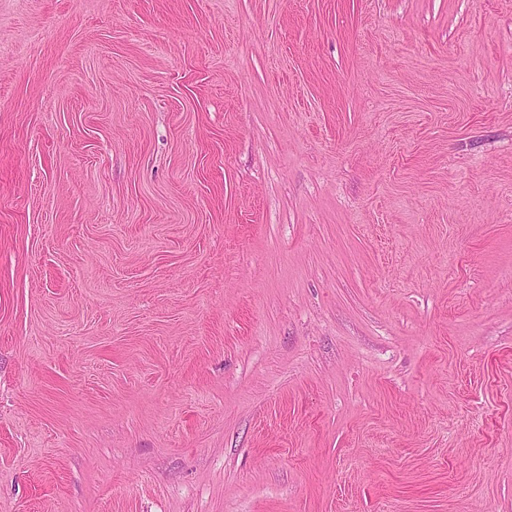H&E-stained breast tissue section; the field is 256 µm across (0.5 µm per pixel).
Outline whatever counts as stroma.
I'll return each mask as SVG.
<instances>
[{
  "label": "stroma",
  "instance_id": "obj_1",
  "mask_svg": "<svg viewBox=\"0 0 512 512\" xmlns=\"http://www.w3.org/2000/svg\"><path fill=\"white\" fill-rule=\"evenodd\" d=\"M0 512H512V0H0Z\"/></svg>",
  "mask_w": 512,
  "mask_h": 512
}]
</instances>
